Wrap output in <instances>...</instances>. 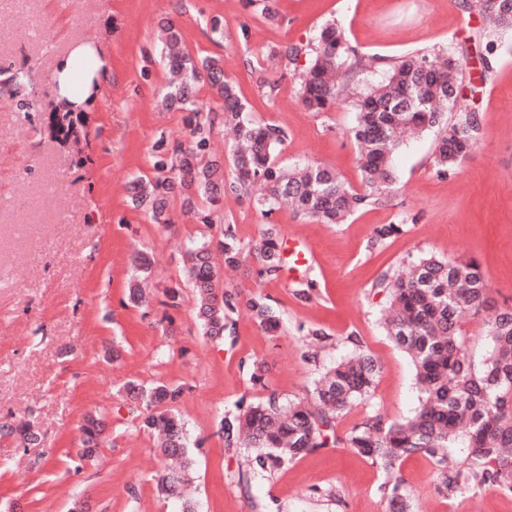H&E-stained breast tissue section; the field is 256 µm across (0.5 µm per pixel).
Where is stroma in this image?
Wrapping results in <instances>:
<instances>
[{"label": "stroma", "instance_id": "obj_1", "mask_svg": "<svg viewBox=\"0 0 512 512\" xmlns=\"http://www.w3.org/2000/svg\"><path fill=\"white\" fill-rule=\"evenodd\" d=\"M0 0V71L27 74L22 98L0 95V420L27 422L39 439L22 444L0 435V512H179L155 477L164 458L154 436L139 430L123 386L137 380L185 386L177 405L196 442L191 497L196 512H388L380 494L384 473L345 448H322L272 477L238 484L243 449L225 447L217 425L241 397L261 398L248 366L267 362V386L282 400L306 397L324 367L352 352L347 338L379 365L370 399L340 419L338 435L370 410L391 420L419 406L413 366L380 323L383 295L372 285L389 267L422 255L476 259L492 304L512 306V32L500 34L498 59L481 79L476 39L484 19L465 0H275L279 16L265 19L244 0ZM224 20L215 40L209 21ZM178 24L192 56H220L224 71L256 120L283 127L282 164L316 161L360 188L352 100L325 113L304 109L292 77L270 48L304 43L328 23L367 55L396 57L465 48V87L478 102L482 137L448 175L431 166L438 131L407 142L393 163L397 182L384 204L357 211L343 224L304 221L283 210L263 217L245 201L220 209L247 242L266 222L277 224L292 249L274 279L239 271L223 274L229 288L268 295L283 317L278 335L247 314L233 341L204 339L183 271L190 236L202 227L181 200L170 225L135 208L127 183L152 174L159 138L188 142L182 112H164L159 92L169 74L160 59V25ZM93 42L111 72L87 109L79 144L61 145L48 131L58 107L51 90L57 61L78 43ZM274 82L266 96L261 81ZM401 233L375 243L377 227ZM152 264L148 303L134 306L126 291L133 258ZM312 281V298H296ZM178 290L169 301L167 290ZM329 336L318 362L306 360L305 331ZM105 422V442L93 459L78 456L79 426L88 412ZM413 512H512V495L486 486L454 500L436 491L434 467L423 457L402 465Z\"/></svg>", "mask_w": 512, "mask_h": 512}]
</instances>
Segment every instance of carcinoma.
Segmentation results:
<instances>
[{
	"label": "carcinoma",
	"mask_w": 512,
	"mask_h": 512,
	"mask_svg": "<svg viewBox=\"0 0 512 512\" xmlns=\"http://www.w3.org/2000/svg\"><path fill=\"white\" fill-rule=\"evenodd\" d=\"M476 5L492 19L479 38L484 45L483 79L493 69L498 33L512 30V0H476ZM162 55L173 80L160 105L166 111L188 113L190 144L177 143L168 149L158 145L151 160L156 175L132 183V202L149 212L154 223L167 224L170 201L179 196L183 207L195 212L198 223L209 228L219 225L218 235L193 238L186 251L185 276L194 292L202 335L208 339L232 338L234 316L241 311L268 333L282 326V317L267 296L220 288L221 262L237 269L251 257L259 277L274 276L283 268L277 225L267 223L256 241L244 242L234 225L214 215V206L225 195L250 200L267 217L286 204L303 219L343 224L357 211L387 198L395 183L392 159L405 136L444 129L432 159L440 176L455 170L480 142L477 102L462 94L463 50L454 43L444 53L366 56L348 47L337 25L328 24L310 41L278 52L285 70L297 78L299 99L310 112L328 111L356 88L364 73H383L356 101L351 133L359 147L358 190L325 165L282 166L278 156L287 140L285 130L256 122L224 75L223 58L193 57L172 21L164 25ZM24 85V72L16 71L0 82V93L14 96ZM205 85L221 101L222 112L204 114L199 109L198 94ZM84 123L81 112H55L50 129L55 139L67 142L78 137ZM219 126L233 135L227 158L234 176L229 181L224 178V157L209 151ZM135 263L128 301L139 306L145 303L139 282L151 276V264L144 256ZM374 288L387 298L384 328L409 356L420 385L415 414L390 420L372 410L345 436L336 433V421L353 403L370 397L374 387L378 365L360 352L327 369L305 401L285 403L274 392L257 402L241 397L235 408L220 417L217 433L224 447L253 449L247 456L248 471L266 476L318 449L348 448L384 472L380 490L389 512H410L401 467L413 456L434 464L436 489L447 499L486 485L512 494V308L497 311L487 324L489 351L477 367L466 353L462 331V320L482 314L490 302L489 287L476 260L423 255L383 272ZM125 393L145 409L138 414L139 429L158 434L161 453L175 464L159 479V491L180 496L193 465L185 423L176 409L184 388L164 382L149 387L129 382ZM104 427L100 417H85L82 458L97 454ZM0 432L30 443L38 440L29 424L5 422ZM461 440L468 454L451 464L449 450Z\"/></svg>",
	"instance_id": "cac0c4a2"
}]
</instances>
